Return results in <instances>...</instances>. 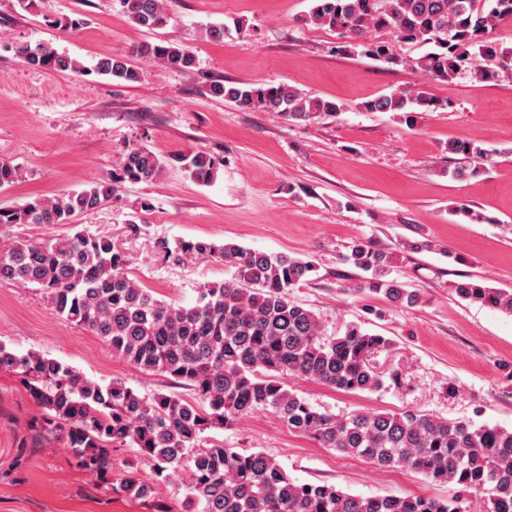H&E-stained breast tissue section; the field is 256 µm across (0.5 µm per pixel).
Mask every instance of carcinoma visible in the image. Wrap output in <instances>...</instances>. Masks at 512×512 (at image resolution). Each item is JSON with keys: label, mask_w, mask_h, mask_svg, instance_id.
<instances>
[{"label": "carcinoma", "mask_w": 512, "mask_h": 512, "mask_svg": "<svg viewBox=\"0 0 512 512\" xmlns=\"http://www.w3.org/2000/svg\"><path fill=\"white\" fill-rule=\"evenodd\" d=\"M120 3L139 26L154 29L168 22L167 0ZM508 18L512 0H315L308 13L311 24L340 32L362 55L390 65L402 60L389 45L368 41L370 32L389 29L399 41L433 45L411 65L441 83L465 70L484 81L512 77V48L490 37L496 24ZM14 52L48 71L94 72L125 82L140 79L131 61L135 56L181 70L196 64L188 46L177 42L142 44L129 57H101L89 69L49 43L17 46ZM209 91L243 110L272 112L289 122L341 111L340 105L285 83L217 80ZM441 106L420 88L362 104L368 112L399 113L408 122L421 109ZM448 152L479 156L482 149L458 138L448 142ZM184 161L196 180L213 179L216 160L208 153L197 151ZM164 168L150 148L129 146L118 181L0 207V234L16 224H69L76 215L98 210L117 182H152ZM159 248L167 259L218 258L233 269L232 277L205 287L196 304L186 308L156 299L129 277L128 257L105 237L76 232L49 241L16 239L0 247V280L36 286L59 316L100 337L136 369L192 391L189 399L162 392L142 397L121 381L101 385L56 359L32 351L21 354L0 342V370L18 374L42 410L31 429L64 442L78 469L110 485L112 449L126 446L154 463L158 476L169 483L186 468L188 481L175 487L184 495L185 512H467L469 497L479 492L487 494L486 512H512V429L476 427L469 420L414 411L336 416L288 389V378L348 392L379 391L387 379L400 384L398 373L380 371L373 362L391 348L389 338L351 325L343 335L325 340L316 314L288 299L290 289L309 281L311 262L205 240L178 241L172 247L162 241ZM394 260V253L370 240L354 242L347 261L371 277L348 292L416 304V292L385 278ZM455 293L512 314V290L468 279L456 283ZM261 410L323 448L378 466L408 467L432 482L454 485L455 494L446 500L362 497L334 485L298 483L262 451L203 445L207 431L231 427ZM119 491L151 501L153 512H173L133 472L120 478Z\"/></svg>", "instance_id": "obj_1"}]
</instances>
